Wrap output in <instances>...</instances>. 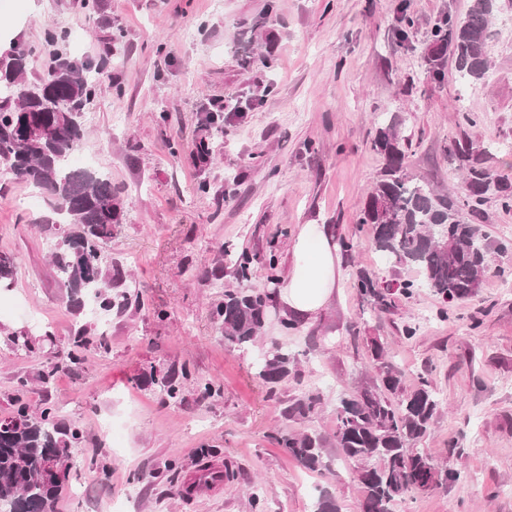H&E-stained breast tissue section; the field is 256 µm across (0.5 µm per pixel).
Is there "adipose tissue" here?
<instances>
[{"instance_id": "ef3b65f1", "label": "adipose tissue", "mask_w": 512, "mask_h": 512, "mask_svg": "<svg viewBox=\"0 0 512 512\" xmlns=\"http://www.w3.org/2000/svg\"><path fill=\"white\" fill-rule=\"evenodd\" d=\"M291 270L277 291L282 308L308 321L329 303L340 275V259L330 231L303 224L291 247Z\"/></svg>"}]
</instances>
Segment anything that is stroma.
I'll list each match as a JSON object with an SVG mask.
<instances>
[{"instance_id": "35a3bbf8", "label": "stroma", "mask_w": 512, "mask_h": 512, "mask_svg": "<svg viewBox=\"0 0 512 512\" xmlns=\"http://www.w3.org/2000/svg\"><path fill=\"white\" fill-rule=\"evenodd\" d=\"M97 3L108 25L81 0H0V20L35 49L28 78L57 55L112 56L80 152L119 190L120 222L105 250L143 298L123 313L75 312L49 263L51 235L41 230L57 219L51 200L0 177V251L18 260L11 287L0 288V414L26 377L30 409L52 404L83 429L56 512H251L255 482L266 512H314L324 490L340 512H358L355 468L336 458L332 443L334 407L339 393L376 383L374 339L406 383L429 375L442 408L420 447L460 474L398 512H512V291L502 288L512 282V250L492 251L478 295L450 307L418 288L390 295L381 309L356 288L362 270L378 280L420 277L384 261L370 245V225L358 221L383 168L371 145L382 124L396 122L409 173L441 192L462 189L449 157L462 138L512 181V154L500 151L512 144V0L498 2L489 77L468 89L450 61L443 80L431 79L425 58L435 24L465 15L470 0ZM404 7L416 19L405 42L396 34ZM50 26L67 39L46 42ZM214 103L230 111L223 134L212 138L202 116ZM466 112L477 125L463 121ZM204 138L212 154L199 165L193 154ZM302 224L328 225L356 245L342 259L331 307L288 333L281 307H273L255 346L229 347L212 312L238 282L228 269L213 287L207 271L224 251L244 247L276 254L287 270ZM78 322L103 330L107 350H88L81 369L36 382ZM408 326L414 336L405 335ZM21 327L37 338L32 351L5 344ZM275 342L295 354L297 375L270 397L252 365ZM181 364L192 372L181 402L140 381ZM202 380L219 382L221 394L203 397ZM305 390L322 392V412L307 423L284 420L281 407ZM307 429L325 439L331 471L307 470L279 445L280 436ZM455 446L462 456L451 455ZM213 461L231 465L234 481L211 496H185L184 484Z\"/></svg>"}]
</instances>
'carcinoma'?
Segmentation results:
<instances>
[{"mask_svg": "<svg viewBox=\"0 0 512 512\" xmlns=\"http://www.w3.org/2000/svg\"><path fill=\"white\" fill-rule=\"evenodd\" d=\"M497 11L498 0H472L465 16H450L434 27V49L427 59L434 78L442 77L449 55L459 79L468 84L485 80L490 70L486 45ZM33 54L34 48L19 42L0 54V167L54 200L61 220L54 224L50 262L69 301L81 309L91 298L103 313L139 307V292L121 289L125 280L120 265L103 250L112 239V200L118 191L105 175L66 165L85 137L83 117L107 61L59 56L31 82L25 73ZM372 148L384 157L385 167L360 209L359 223L372 225L375 250L397 265L419 268L421 284L446 302L476 295L491 249L483 229L465 221L464 209L475 212L491 193L511 209L512 185L474 158L468 141L456 143L453 152L464 174L460 196L440 193L409 175L404 139L395 124L378 128ZM230 261L235 275L245 281L255 263L261 261L266 268V283L225 292L224 303L215 309L224 324V340L248 348L265 324L272 300L268 285L280 282L278 259L272 254L262 260L243 248L231 254ZM15 268V257L0 252V285L11 284ZM112 286L117 292L108 291ZM358 288L366 300L384 304L385 294L369 274L359 273ZM32 344L23 328L7 336V345L16 351L29 350ZM92 344L106 347L103 336L90 335L82 324L73 347L55 357L79 365L84 362L83 351ZM371 355L379 383L336 397L334 441L340 456L356 465L360 512H395L399 503L453 482L460 473L440 466L417 448L441 405L431 380L420 374L406 387L403 374L387 360L376 339L371 340ZM295 367L296 357L275 344L262 351L255 363L256 376L271 389ZM190 379L187 366L174 365L161 379L151 373L145 382L159 384L168 399L176 400ZM14 403L16 413L0 418V504L9 512H54L71 467L72 449L82 435L77 426L57 420L51 407L33 412L18 397ZM323 405L320 392H303L281 409V416L287 421H310ZM280 444L310 471L321 473L331 467L325 440L314 431L285 435ZM52 456L60 460L63 472L48 482L43 464Z\"/></svg>", "mask_w": 512, "mask_h": 512, "instance_id": "cac0c4a2", "label": "carcinoma"}]
</instances>
